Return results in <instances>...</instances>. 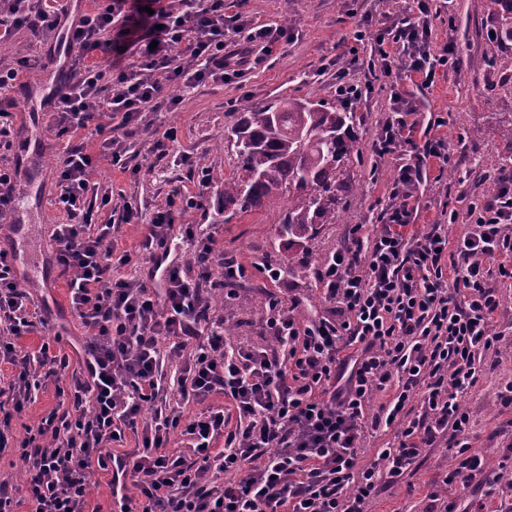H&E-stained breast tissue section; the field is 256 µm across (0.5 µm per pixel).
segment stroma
Here are the masks:
<instances>
[{
	"label": "stroma",
	"mask_w": 512,
	"mask_h": 512,
	"mask_svg": "<svg viewBox=\"0 0 512 512\" xmlns=\"http://www.w3.org/2000/svg\"><path fill=\"white\" fill-rule=\"evenodd\" d=\"M413 0H243V14L277 26L290 17L292 38L273 46L264 63L240 79L210 81L187 88L175 82L165 91L175 104L170 111L148 113L142 125L125 137L128 170L100 161L91 180L111 191L109 205H96L95 221L118 224L122 230L117 248L129 252L132 262L120 267L119 277L136 278L146 273L149 256L142 247L143 236L154 212L166 203L168 193L180 188L182 194L196 197L195 208L182 211V224L209 225L225 255L244 264L246 274L237 285L246 302L233 316L237 336L257 339V324L267 292H279L298 300L297 314L308 320L327 314L328 306L320 294L316 272L321 262L345 244L352 225L378 224L389 206V188L396 174L395 162L374 150V141L390 108L392 88L414 91V84L404 76L387 77L372 67L373 39L379 30L390 28L408 13ZM436 14L430 19L429 37L432 50L441 51L448 39H455L461 64L438 77L433 87L417 92L420 100L418 141H425V125L435 118L446 121L433 134L444 137L453 164L447 169L431 168L422 183L414 219L417 231L441 224L449 242H456L468 229L467 224L442 223L441 211L450 208L465 212L470 202H483L496 195L499 184L496 170L512 166V143L500 135L503 126L512 122V69L505 61L507 51L495 37L503 23L493 0H432ZM366 20V38L355 42L353 29ZM14 42L37 66L24 77L22 86L11 94L14 106L11 120L18 130L9 151L20 171L32 174L30 183L21 184L13 203L24 209L32 235L23 248L38 263H46L43 245L54 225L66 217L54 204L58 191L55 160L67 144L96 151L97 137L79 132L73 138L57 137L46 120L33 114L35 86L54 74L55 65L40 67L39 59L48 51L27 28L16 31ZM357 53L359 65L353 72L344 67L350 53ZM348 74L350 81L363 85L364 97L354 110L358 120L353 134L359 154L353 157L349 174L356 189L345 202L340 221L321 225L309 251L287 248L277 234L282 210L275 204L254 214L223 220L215 214L222 202L224 182L235 173L236 156L228 141L242 105H265L296 99H331L335 96L336 78ZM170 126L179 136L169 144L165 157H155L154 140ZM145 169L133 173L136 164ZM137 211L140 221H123L126 208ZM305 260L306 269H295L279 282L266 277V269L277 266L287 257ZM68 278L56 275L50 288L32 289V297L43 298L52 317L48 330H37L18 338L25 351H37L43 343L54 344L69 360L68 373L51 374L42 379L36 401L13 421L12 437L23 440L25 428L42 417L61 412L59 390L67 388L72 371L80 369L83 329L70 313ZM476 385L463 394V407L470 415L466 440L473 451L482 455L489 474H497L505 455L512 453V404L501 399L507 382L512 381V344L500 353H487L481 360ZM442 448L424 453L416 469L392 488L381 491L372 503L373 512H429L430 492L441 478ZM449 498L457 502L458 512H468L469 503L479 500L485 512H512V495L502 483H487L462 489L452 487Z\"/></svg>",
	"instance_id": "35a3bbf8"
}]
</instances>
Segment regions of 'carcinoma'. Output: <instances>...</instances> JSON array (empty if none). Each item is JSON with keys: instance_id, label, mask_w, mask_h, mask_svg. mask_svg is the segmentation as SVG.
I'll list each match as a JSON object with an SVG mask.
<instances>
[{"instance_id": "1", "label": "carcinoma", "mask_w": 512, "mask_h": 512, "mask_svg": "<svg viewBox=\"0 0 512 512\" xmlns=\"http://www.w3.org/2000/svg\"><path fill=\"white\" fill-rule=\"evenodd\" d=\"M505 23L500 37L512 42V0H497ZM356 114L319 99L273 103L238 113L231 135L238 175L224 182V221L285 198L278 235L307 247L319 225L336 223L352 190L345 170L358 145Z\"/></svg>"}]
</instances>
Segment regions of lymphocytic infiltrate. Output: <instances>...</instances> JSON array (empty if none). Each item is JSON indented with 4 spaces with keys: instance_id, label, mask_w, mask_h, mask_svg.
<instances>
[{
    "instance_id": "f902f5d3",
    "label": "lymphocytic infiltrate",
    "mask_w": 512,
    "mask_h": 512,
    "mask_svg": "<svg viewBox=\"0 0 512 512\" xmlns=\"http://www.w3.org/2000/svg\"><path fill=\"white\" fill-rule=\"evenodd\" d=\"M153 5L145 12L143 3ZM415 7L389 33H378L382 70L400 54L408 78L431 86L436 70L459 66L455 41L441 52L429 44L430 0ZM65 0H0V45L16 29L48 40L64 34L75 68L59 86L50 123L57 137L85 129L101 134L100 117L113 119V134L99 153L65 147L56 159L65 215L52 234V258L68 275L70 308L80 321L83 366L73 372L61 415L28 430L19 458L31 472L23 490L31 512H85L95 469L131 476L139 494L122 499L120 512H369L379 488L416 466L426 449L447 442L455 453L431 498L434 512H456L446 491L469 487L486 463L464 436L470 417L460 403L480 370V357L499 351L502 333L492 323L499 308L487 279L512 282V169L498 172L492 200L470 203V226L458 241V260L448 263V238L439 225L425 232L409 226L417 192L431 167L452 162L444 139L418 143L416 101L392 93L389 116L375 149L393 156L397 174L391 204L374 229L352 225L350 243L326 258L318 272L324 300L335 318L300 320L296 300L267 293L260 339L237 342L224 334V318L212 308L208 282L234 298L245 276L225 256L206 227H186L194 246L196 275L170 262L172 231L180 203L169 200L147 228L143 247L152 252L145 278L113 276L128 265L118 252L115 224L91 221L95 202L110 203L90 174L99 160L126 168L123 134L158 111L173 82L197 87L240 78L272 46L288 39L283 26L259 23L242 12L226 14L224 0H110L101 10L69 22ZM242 32L245 45L226 40ZM181 56H173L172 46ZM132 50L123 66L103 57ZM101 59H94V52ZM498 258L496 268L485 261ZM215 287V288H216ZM28 292L5 251H0V363L12 366L0 384V447L8 444L13 414L23 412L42 388L39 368L67 369L49 345L19 350L16 337L48 326V315L29 310ZM179 361L183 396L202 402L222 394L237 413L209 407L184 421L168 397L165 368ZM392 397L370 412L374 396ZM395 429L392 446L377 449L368 465L358 460L369 430ZM136 446L114 455L125 433ZM181 434L194 461L168 453ZM224 447L214 451L216 438Z\"/></svg>"
}]
</instances>
